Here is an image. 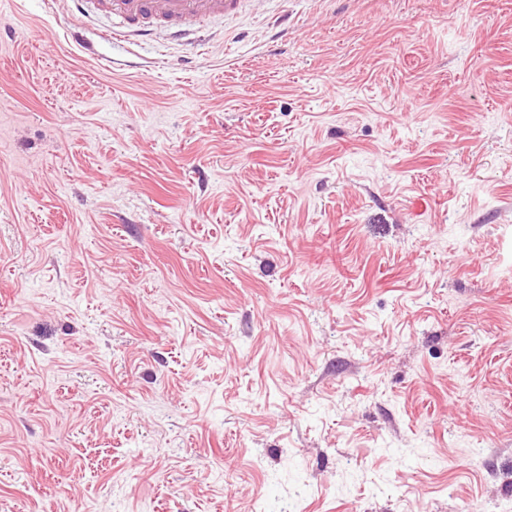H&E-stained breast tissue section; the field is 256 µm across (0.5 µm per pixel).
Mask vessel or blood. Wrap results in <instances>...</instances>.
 Segmentation results:
<instances>
[{
  "instance_id": "1",
  "label": "vessel or blood",
  "mask_w": 512,
  "mask_h": 512,
  "mask_svg": "<svg viewBox=\"0 0 512 512\" xmlns=\"http://www.w3.org/2000/svg\"><path fill=\"white\" fill-rule=\"evenodd\" d=\"M77 14L113 19L105 37L113 41L151 38L165 31L170 40L182 42L203 20L236 13L240 0H72Z\"/></svg>"
}]
</instances>
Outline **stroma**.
Listing matches in <instances>:
<instances>
[{
    "mask_svg": "<svg viewBox=\"0 0 512 512\" xmlns=\"http://www.w3.org/2000/svg\"><path fill=\"white\" fill-rule=\"evenodd\" d=\"M107 25L0 0V512H512V0Z\"/></svg>",
    "mask_w": 512,
    "mask_h": 512,
    "instance_id": "35a3bbf8",
    "label": "stroma"
}]
</instances>
